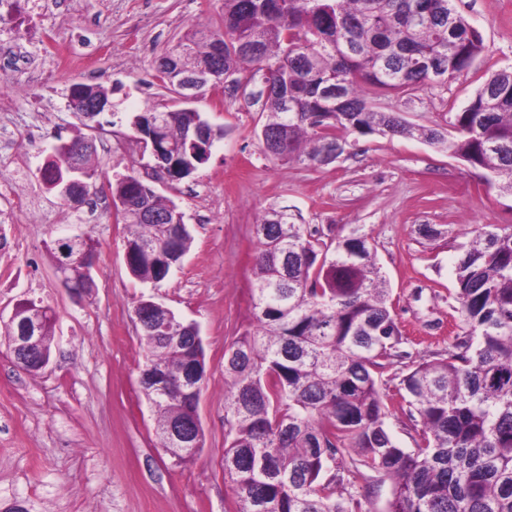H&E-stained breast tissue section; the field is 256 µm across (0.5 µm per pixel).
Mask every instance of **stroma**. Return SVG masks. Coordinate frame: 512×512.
Instances as JSON below:
<instances>
[{"instance_id": "stroma-1", "label": "stroma", "mask_w": 512, "mask_h": 512, "mask_svg": "<svg viewBox=\"0 0 512 512\" xmlns=\"http://www.w3.org/2000/svg\"><path fill=\"white\" fill-rule=\"evenodd\" d=\"M454 5L481 32L482 55L447 83L410 101L382 99L380 107L413 124L440 122L467 105L487 71L512 66V0ZM223 14L224 0H44L25 33L0 20V57L22 47L40 75L34 83L0 66V115L9 114L17 132L12 152L0 151V166L39 159L79 134L100 141V133L79 129L69 90L118 83L112 112L99 120L115 123L126 152L97 151L93 165L101 181L139 170L142 148L130 119L172 100L155 78L156 59L192 28L220 24ZM195 107L224 136L192 176L172 188L154 185L176 202L193 237L164 281L152 285L130 274L128 228L108 199L92 214L86 203L68 206L42 193L51 220L20 214L0 242V318L23 299L56 315L51 361L41 372L18 367L0 336V512H234L224 480L225 353L257 327L248 289L253 229L270 209L290 207L329 238L363 226L411 354L390 370L396 379L446 351L458 330L460 245L475 230L512 225V195L421 138L353 134L333 162H287L265 153L257 132L266 115L251 97L221 104L210 93ZM425 224L438 236L423 237ZM84 231L95 243V288L76 298L60 285L50 250L55 239ZM143 296L200 327L205 445L192 464H173L163 453L139 383L144 343L133 309Z\"/></svg>"}]
</instances>
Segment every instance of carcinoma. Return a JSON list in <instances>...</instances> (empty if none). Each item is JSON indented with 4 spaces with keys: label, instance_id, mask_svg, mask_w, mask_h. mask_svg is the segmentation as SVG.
I'll list each match as a JSON object with an SVG mask.
<instances>
[{
    "label": "carcinoma",
    "instance_id": "obj_1",
    "mask_svg": "<svg viewBox=\"0 0 512 512\" xmlns=\"http://www.w3.org/2000/svg\"><path fill=\"white\" fill-rule=\"evenodd\" d=\"M224 0L222 25L195 30L160 55L193 70L211 58L212 38L226 37L219 75L276 89L264 98L262 129L276 136L273 155L322 162L351 134L412 136L487 172L512 194V67L490 73L468 104L442 125H413L377 101L401 98L434 83L429 66L453 77L484 50L481 34L454 0ZM110 105L101 85L77 83L69 107L83 126L84 107ZM157 149L168 168L155 178L191 176L209 155L186 141L193 118L177 107L159 113ZM95 146L83 136L63 143L48 166V191L87 173L95 188ZM113 203L146 202L158 214L176 203L135 174L110 183ZM126 254L130 274L159 283L188 252L187 226L154 224L133 213ZM251 297L258 329L229 347L225 397L230 442L224 478L236 512H365L345 492L357 480L390 482L385 512H512V229L475 234L456 265V310L462 333L440 357L418 364L392 394L385 372L404 357L390 290L359 227L327 242L288 209L267 212L255 228ZM145 341L140 382L158 415L160 447L191 410L192 374L206 371L203 341L187 323L143 297ZM416 421L415 447H400L386 417L396 400ZM356 456H350V451Z\"/></svg>",
    "mask_w": 512,
    "mask_h": 512
}]
</instances>
